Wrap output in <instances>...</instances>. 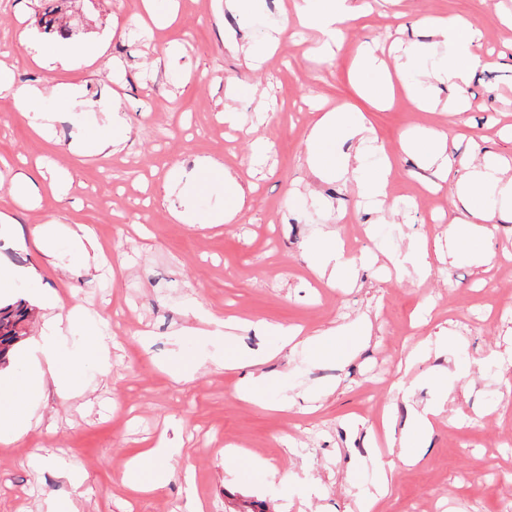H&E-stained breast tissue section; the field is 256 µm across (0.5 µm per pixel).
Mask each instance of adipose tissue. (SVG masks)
I'll list each match as a JSON object with an SVG mask.
<instances>
[{
	"label": "adipose tissue",
	"instance_id": "obj_1",
	"mask_svg": "<svg viewBox=\"0 0 512 512\" xmlns=\"http://www.w3.org/2000/svg\"><path fill=\"white\" fill-rule=\"evenodd\" d=\"M297 12L303 23L320 33L323 41L320 52L328 53L336 37L337 26L353 18L360 9L358 0H298ZM427 31L423 41H399L398 63L395 70H388L372 49H365L359 58V74L368 75V93L377 104H386L395 88H402L414 106L422 111L444 107L459 115L466 109L464 87L487 61L480 51L482 34L473 25L455 17L424 18L421 22ZM14 100L18 112H40L45 120H52L46 112L48 98L65 100L72 110L85 107L80 86L56 83L51 87L16 86L13 72L0 69V97ZM354 141L353 150H344L346 141ZM308 164L317 175L330 177L348 173L358 178L362 193L377 204L387 198L389 166L379 167L369 173L367 158L385 157L383 146L375 144L371 130L363 114L326 110L314 124L309 136ZM406 153L416 155L432 169L436 179H454L463 211L445 230V241L451 254L466 255L472 242L487 238L488 227L505 219H512V161L490 151H474L469 161L457 160L448 148V134L434 126H418L410 129L402 142ZM64 232L81 258L83 268L104 262L102 247L94 240L90 230L82 224L57 229L55 221L38 226L33 234L47 243L57 232ZM314 256L312 270L327 283L346 281L353 274L356 263L346 257L336 232L322 233L308 245ZM205 330L199 331L201 340L224 341L226 350L218 362L225 368L244 369L248 375L239 388L242 398L258 396L264 374H253L262 358L242 350L233 349V337H219L208 328L211 315H203ZM83 323L82 313L76 308L52 305L44 321L43 335L38 344L44 361L40 364L5 370L0 373V433L9 439H21L30 429L34 399L42 395L46 387H53L60 397H67L74 389L75 373L84 359L86 347H93L99 362H106L108 347L103 337L88 329L83 340L73 349H64L61 339L65 329ZM263 331L276 336L277 350L302 347L311 351L314 358L343 360L365 348L368 324L359 318L351 323L316 333L300 336L298 329L266 323ZM467 367H459L454 373L439 372L434 378L438 394L436 400L423 405L411 406L407 424L416 439L415 458H422L435 433V424L448 404V396L454 381L466 378Z\"/></svg>",
	"mask_w": 512,
	"mask_h": 512
}]
</instances>
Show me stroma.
<instances>
[{
	"mask_svg": "<svg viewBox=\"0 0 512 512\" xmlns=\"http://www.w3.org/2000/svg\"><path fill=\"white\" fill-rule=\"evenodd\" d=\"M292 2L265 0L254 17L244 9L216 12L212 0H178L175 21L145 25L142 0H69L73 41L106 40L123 81L78 61L57 69V81L81 84L88 107L76 122L63 103L50 102L57 119L42 136L34 131L40 115H20L0 98V157L10 163L0 177L20 170L39 190L34 199L0 197V212L16 220L0 234V261L36 270L53 300L83 308L112 338L108 375L86 355L70 398L46 391L24 438L0 436V512H45L49 495L57 512H182L190 496L203 512H359L360 496L378 481V458L402 448L383 442L370 450L350 421L380 426L367 408L388 404L394 432L402 434L407 404L430 400L433 373L463 359L469 374L456 382L425 456L395 472L376 512H502L512 505V364L495 360L512 350V222L492 225L488 266L436 259L422 280L399 281L373 267L359 269L355 285L330 286L303 254L311 237L329 229L350 257L402 254L411 242L442 234L461 207L455 185L428 191L431 171L402 152L401 139L431 125L447 131L456 158L470 159L477 141L512 156V28L479 0H374L344 24L334 55L322 58L312 54L314 35L300 30ZM46 5L0 0V62L16 84H41L45 70L32 54L59 41L40 24ZM429 14L456 15L483 32L488 66L466 89L469 109L457 117L420 112L401 95L375 107L360 89V49L377 38H407ZM271 20L299 36L260 68L225 47L228 35L241 44L263 39ZM23 28L34 47L20 46ZM231 89L238 92L232 100ZM115 96L126 148L93 154L86 146L102 124L103 103ZM318 100L364 113L384 144L392 169L383 208L359 195L352 175L321 180L310 172L311 105ZM228 103L242 129L219 120ZM259 136L269 151L257 163L252 141ZM224 168L254 189L237 220L214 224L210 217L229 193L223 182L203 178ZM62 178L69 189L59 200L47 185ZM313 191L325 205L308 202ZM52 219L86 225L107 265L73 275L79 260L62 237L48 262L32 231ZM198 311L251 321L235 335L255 353L272 345L255 329L258 321L314 333L365 315L371 338L344 362L314 363L301 349L266 357L259 370L272 383L247 401L236 390L241 372L209 362L191 380L172 378L178 354L224 350L191 336ZM445 334L455 347L403 373L400 360L411 347ZM404 385L410 396L401 393ZM288 398L293 406L279 409ZM161 437L184 451L165 462L163 489L138 495L123 479L125 464ZM230 445L267 461L270 475L228 459ZM61 459L77 471L61 475Z\"/></svg>",
	"mask_w": 512,
	"mask_h": 512,
	"instance_id": "1",
	"label": "stroma"
}]
</instances>
